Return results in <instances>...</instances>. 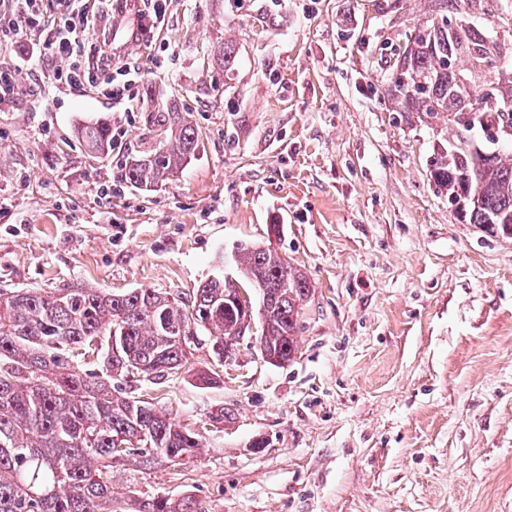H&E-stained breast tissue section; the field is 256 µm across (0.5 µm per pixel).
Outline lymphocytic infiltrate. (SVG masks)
<instances>
[{
  "mask_svg": "<svg viewBox=\"0 0 512 512\" xmlns=\"http://www.w3.org/2000/svg\"><path fill=\"white\" fill-rule=\"evenodd\" d=\"M112 18V0H0V107L28 94L26 80L47 60L56 68L47 76L56 89L93 88L114 103L132 99L141 81L139 67L117 63L109 40L94 54L86 45L102 22ZM32 39L23 56L16 48Z\"/></svg>",
  "mask_w": 512,
  "mask_h": 512,
  "instance_id": "lymphocytic-infiltrate-1",
  "label": "lymphocytic infiltrate"
}]
</instances>
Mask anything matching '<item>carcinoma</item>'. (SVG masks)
<instances>
[{
    "label": "carcinoma",
    "mask_w": 512,
    "mask_h": 512,
    "mask_svg": "<svg viewBox=\"0 0 512 512\" xmlns=\"http://www.w3.org/2000/svg\"><path fill=\"white\" fill-rule=\"evenodd\" d=\"M435 16L418 24L390 65L382 84L391 111L420 120H443L451 136L433 158L430 177L448 196L456 219L512 240V148L476 153V130L512 129V76L500 77L502 46L476 28L448 23V0H432ZM239 48L224 41L210 66L235 70ZM490 86V110L476 88ZM164 131L162 150L126 161L121 182L148 188L188 165L200 139L189 115L171 106L153 118ZM79 139L100 159L112 154V135L88 123ZM239 277L266 288L268 314L254 344L261 354L291 360L307 277L266 244L240 245ZM239 282L209 277L184 301L149 289L123 292L70 286L49 291L0 288V512H114L129 504L112 497L114 464L129 458L144 466L194 455L200 434L175 422L151 402L128 396L119 382L189 364L195 342L212 337L213 358L224 364V346L250 332L246 315L224 314ZM101 363L83 370L79 363ZM147 430L136 448L115 440ZM132 512H178L163 496L134 501Z\"/></svg>",
    "instance_id": "1"
}]
</instances>
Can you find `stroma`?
I'll list each match as a JSON object with an SVG mask.
<instances>
[{
  "instance_id": "stroma-1",
  "label": "stroma",
  "mask_w": 512,
  "mask_h": 512,
  "mask_svg": "<svg viewBox=\"0 0 512 512\" xmlns=\"http://www.w3.org/2000/svg\"><path fill=\"white\" fill-rule=\"evenodd\" d=\"M430 0H172L125 58L133 99L53 91L0 108V287L150 288L189 298L238 245L309 278L298 350L241 343L220 366L131 383L200 433L182 463L112 469L114 490L186 512H512V241L456 220L430 179L447 131L376 92ZM457 19L512 45V0ZM236 42L232 78L208 66ZM192 116L200 151L163 184L120 183L158 148L150 115ZM122 128L102 160L75 130ZM198 371L219 381L197 387ZM224 409L223 423L208 414Z\"/></svg>"
}]
</instances>
